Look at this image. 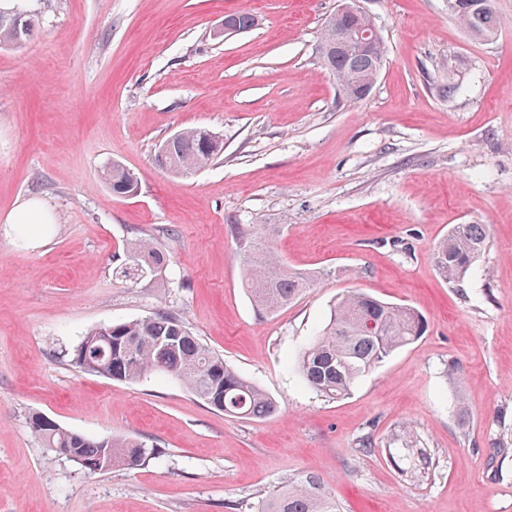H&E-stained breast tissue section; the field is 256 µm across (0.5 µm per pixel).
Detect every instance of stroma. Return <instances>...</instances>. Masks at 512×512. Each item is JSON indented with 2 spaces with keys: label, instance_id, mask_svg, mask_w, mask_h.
Wrapping results in <instances>:
<instances>
[{
  "label": "stroma",
  "instance_id": "35a3bbf8",
  "mask_svg": "<svg viewBox=\"0 0 512 512\" xmlns=\"http://www.w3.org/2000/svg\"><path fill=\"white\" fill-rule=\"evenodd\" d=\"M18 4L36 31L0 48V512H255L307 475L340 512H512V0L485 42L448 0H361L385 58L356 103L319 52L337 0H0ZM237 11L257 26L214 37ZM194 126L223 155L159 168ZM111 161L134 196L105 183ZM27 199L51 223H9ZM456 224L489 227L457 287L432 262ZM139 239L164 283L119 276ZM250 239L317 276L267 318L243 287ZM353 288L428 327L332 400L296 359ZM161 308L278 412L237 419L167 376L70 364L88 330ZM35 413L163 454L90 474L32 434ZM103 175L116 196L127 197L138 187L136 174L117 162L108 163L103 169Z\"/></svg>",
  "mask_w": 512,
  "mask_h": 512
}]
</instances>
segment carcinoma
Wrapping results in <instances>:
<instances>
[{
	"mask_svg": "<svg viewBox=\"0 0 512 512\" xmlns=\"http://www.w3.org/2000/svg\"><path fill=\"white\" fill-rule=\"evenodd\" d=\"M481 3L479 10L464 8L453 15L472 36L488 41L496 36L500 20L495 0ZM17 13V9H0L1 46L17 39L23 45L34 33L35 24L16 18ZM226 24L243 31L256 26L257 21L247 13H232L226 15ZM384 56L385 47L380 45L370 55L332 56L323 63L339 84L354 88L362 81L378 78ZM223 153L220 136L205 127H190L178 132L167 153L156 155L155 161L171 174L187 177ZM103 175L117 196L126 197L138 187L136 174L117 162L107 164ZM487 240L484 224L455 225L432 254L439 276L459 284L485 251ZM142 268L151 278L161 279L167 270V257L153 243L137 240L126 247V266L121 274L137 280L142 277ZM314 282L315 275L288 269L273 251L262 246L250 247L245 258V288L260 318L287 307ZM426 325V317L409 305L351 289L336 301L321 333L299 353L298 370L311 388L330 399H340L350 393L360 377L422 336ZM109 328L110 348L102 341ZM77 348L83 350L84 358L78 360L72 353L71 364L83 372L122 382H136L152 373L167 374L197 399L226 415L261 419L273 415L279 407L275 398L224 362L171 312L158 311L96 327L86 333ZM29 427L46 447L71 449L73 461L91 474L162 455L161 449L148 448L136 440L88 438L39 414L30 417ZM257 512H337V505L322 485L309 477L281 487L261 503Z\"/></svg>",
	"mask_w": 512,
	"mask_h": 512,
	"instance_id": "cac0c4a2",
	"label": "carcinoma"
}]
</instances>
